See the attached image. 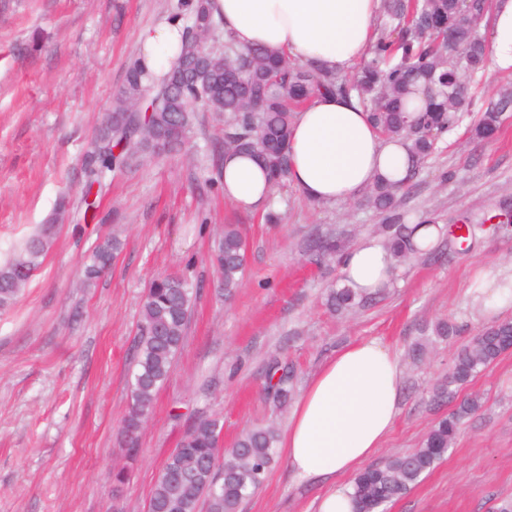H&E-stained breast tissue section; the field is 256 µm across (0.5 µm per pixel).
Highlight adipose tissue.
<instances>
[{
	"label": "adipose tissue",
	"instance_id": "adipose-tissue-1",
	"mask_svg": "<svg viewBox=\"0 0 512 512\" xmlns=\"http://www.w3.org/2000/svg\"><path fill=\"white\" fill-rule=\"evenodd\" d=\"M224 30L242 48L283 51L291 60L345 72L362 60L375 34L379 0H209ZM183 22L170 18L140 34L138 61L148 75L166 69L178 52ZM494 65L512 71V0L492 19ZM288 181L316 203L355 201L377 178L404 180L413 168L411 143L382 136L356 96L322 94L296 112ZM224 197L252 210L266 206L273 183L254 158L224 156ZM394 259L375 237L362 238L339 259L345 282L362 293L391 285ZM490 318L512 314V277H484L470 291ZM402 368L379 341L351 342L309 380L279 443L295 478L328 482L318 512H353L346 475L381 448L399 413Z\"/></svg>",
	"mask_w": 512,
	"mask_h": 512
}]
</instances>
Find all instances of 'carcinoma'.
<instances>
[{"mask_svg": "<svg viewBox=\"0 0 512 512\" xmlns=\"http://www.w3.org/2000/svg\"><path fill=\"white\" fill-rule=\"evenodd\" d=\"M171 11L184 22L181 52L150 84L141 81L139 64L134 62L128 68L112 111L103 116L92 144L89 173L93 184H102L106 174L140 159L183 150L193 133L196 113L205 111L224 115L223 150L258 157L277 185L288 178V142L295 112L324 93L356 94L378 132L411 140L420 162L472 106L461 72H478L487 59V44L477 28L457 21V0H381L380 29L351 83L335 73L293 63L281 51L238 48L224 33L221 20L209 11L207 0H172ZM419 81L434 94L409 122L410 87ZM511 107L512 94L501 96L485 110L474 136L494 138L501 114ZM405 185L404 181L380 180L367 196V204L386 221V244L399 262L409 257L407 225L389 220L396 194ZM68 206L69 201L61 199L51 221L29 237L11 259L0 263V311L11 308L40 266ZM119 249L116 239L99 244L85 266V282L95 281L108 270ZM246 252L240 225H224L214 246L224 291L240 287ZM196 294L188 277L168 275L155 279L144 295L128 380L131 405L124 421L130 459L137 453L135 435L183 345ZM370 300L372 297L347 285L333 288L327 295L333 312ZM457 333V326L447 320L432 328V336L439 340H449ZM511 348V320L482 327L456 352L448 377L434 389V397L455 398L460 387ZM267 378L268 398L280 405L291 400L294 371L290 367L274 361ZM483 405L477 395L465 397L431 426L418 448L359 471L352 481L354 500H369L374 512H379L410 491L444 459L462 421ZM221 430L219 420L209 417L199 418L187 428L164 464L150 512H199L203 506L206 512H241L275 462L278 434L272 427H253L242 432L235 447L226 449L220 441Z\"/></svg>", "mask_w": 512, "mask_h": 512, "instance_id": "carcinoma-1", "label": "carcinoma"}]
</instances>
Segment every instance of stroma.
<instances>
[{"instance_id": "stroma-1", "label": "stroma", "mask_w": 512, "mask_h": 512, "mask_svg": "<svg viewBox=\"0 0 512 512\" xmlns=\"http://www.w3.org/2000/svg\"><path fill=\"white\" fill-rule=\"evenodd\" d=\"M170 2L0 0V262L48 222L61 194L71 203L39 269L0 312V512H149L164 463L193 421L219 418L228 448L252 426L284 432L294 406L268 399V363L292 364L301 391L336 351L362 339L390 347L403 371L395 427L372 460L412 451L452 409L432 402L434 384L485 324L469 288L487 268L512 274V236L493 222L500 204L512 205V110L496 139L473 135L484 110L512 90V72L491 65L468 78L471 111L399 200L405 224L430 213L453 227L469 216L478 229L468 249L440 239L435 253L398 265L393 288L349 314L327 309L338 264L317 262L313 242L338 237L351 247L381 236L378 215L365 199L313 203L288 183L270 198L279 223L238 209L208 183L223 159V124L212 113H200L189 153L115 172L86 210V155L99 120L136 59L141 31L163 21ZM228 224L243 228L248 251L243 284L227 299L209 254ZM113 237L121 248L110 271L86 284L84 260ZM173 273L200 290L172 375L138 432V461L119 487L112 473L125 463L121 429L142 296ZM438 319L452 320L458 336L413 354L422 325ZM461 393L480 395L483 409L386 512H495L512 501V350ZM322 492L294 480L281 458L241 512H315Z\"/></svg>"}]
</instances>
